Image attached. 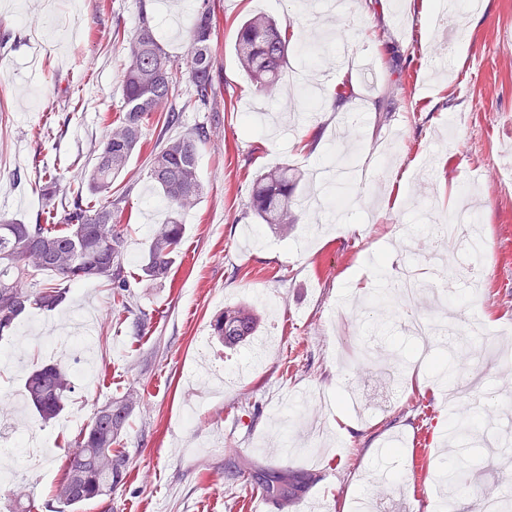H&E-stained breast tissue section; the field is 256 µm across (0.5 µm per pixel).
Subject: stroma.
<instances>
[{
    "instance_id": "35a3bbf8",
    "label": "stroma",
    "mask_w": 512,
    "mask_h": 512,
    "mask_svg": "<svg viewBox=\"0 0 512 512\" xmlns=\"http://www.w3.org/2000/svg\"><path fill=\"white\" fill-rule=\"evenodd\" d=\"M313 0H216L215 74L224 109H188L169 130L205 128L199 203L185 217L177 260L167 280L139 277L150 228L166 205L152 186L144 154L132 157L112 185L132 220L121 276L126 305L110 287H75L52 311L33 310L0 350V426L47 429L51 444L39 467L0 486V512L30 494L35 512H56L78 429L42 424L23 403L35 367L54 362L74 376L65 416L89 424L108 400L133 397L118 447L126 478L112 494L79 512H247L255 491L243 477L259 471L316 474L306 492L316 512H355L363 498L377 512H477L485 489L512 492V462L497 449L474 455L466 489L440 486L448 465V430L461 413L483 415V400L445 395L441 375L421 363L402 328L404 313L378 297L381 273L410 262L425 238L421 217L441 223L465 203L478 207L486 288L471 292L456 278L447 306L426 290L412 306L420 316L449 315L454 329L483 319L492 331L465 338L466 358L487 392L512 407V0H481L432 25L435 0H341L337 13ZM196 0H27L18 23L15 0H0V215L25 224L46 221L35 184L44 170L73 187L93 161L105 115L123 105L124 57L115 30L133 34L140 13L173 59L187 53L185 27ZM274 19L288 38V57L274 96L257 91L235 52L247 16ZM361 118L345 126L337 103ZM286 165L298 177L288 232L259 223L250 210L255 177ZM263 308L268 350L242 345L210 349L225 364L260 363L238 382L198 383L188 374L196 339L232 303ZM92 314L94 343L83 375L66 342L44 352L36 334ZM349 336L348 347L336 338ZM403 361L401 395L382 414L360 416L349 405L350 382L363 349ZM196 407L192 425L183 411ZM336 478L319 479L326 462Z\"/></svg>"
}]
</instances>
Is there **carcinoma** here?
Returning a JSON list of instances; mask_svg holds the SVG:
<instances>
[{"instance_id": "cac0c4a2", "label": "carcinoma", "mask_w": 512, "mask_h": 512, "mask_svg": "<svg viewBox=\"0 0 512 512\" xmlns=\"http://www.w3.org/2000/svg\"><path fill=\"white\" fill-rule=\"evenodd\" d=\"M218 17L213 0H201L187 29L188 52L177 61L158 41L150 20L139 17L134 34L121 45L126 62L121 81L122 113L104 117L111 127L92 165L81 173L76 190L62 188L60 178L44 172L38 181L49 224H21L0 216V335L32 308H52L71 287L96 279L114 288V300L125 305L124 282L116 281L121 267L126 227L123 209L112 198V180L127 168L133 155L146 144L145 131L156 117L166 127L178 123L179 113L193 108L212 112L218 108L220 86L215 82L214 50ZM239 63L259 91L271 92L278 84L288 56V44L277 23L263 14L245 18L235 44ZM191 85L190 97L177 104L183 79ZM207 133L198 131L168 137L147 154V173L167 206L164 224L153 232L141 264L145 281L162 280L174 266L184 234L181 216L194 208L203 195L197 162ZM297 183L288 166L259 174L253 181L249 207L260 223L286 232L294 224ZM54 276V282L32 286L36 276ZM263 316L249 304H236L216 314L212 335L226 345L248 341L258 332ZM75 386L70 375L55 364L42 365L29 374L24 395L46 423L56 420L67 406ZM133 401H109L99 407L76 442V451L56 486L55 499L62 508L76 510L103 496V490L119 484L126 460L112 451ZM313 475H288L251 479V485L268 495L298 499Z\"/></svg>"}]
</instances>
